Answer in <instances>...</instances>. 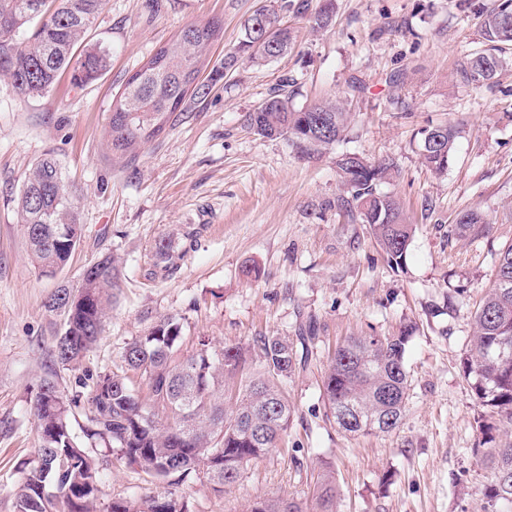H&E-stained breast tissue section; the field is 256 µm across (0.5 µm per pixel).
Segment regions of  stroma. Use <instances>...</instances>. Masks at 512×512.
I'll list each match as a JSON object with an SVG mask.
<instances>
[{
    "label": "stroma",
    "instance_id": "stroma-1",
    "mask_svg": "<svg viewBox=\"0 0 512 512\" xmlns=\"http://www.w3.org/2000/svg\"><path fill=\"white\" fill-rule=\"evenodd\" d=\"M270 0H104L86 41L106 50L98 78L62 76L26 98L0 80V512H14L21 469L40 445L29 397L49 367L59 324L44 306L58 286H78L84 267L113 254L121 289L96 345L59 373L64 389L113 368L123 346L165 316L184 320L182 354L198 337L212 347L294 335L314 318L318 340L307 369L284 390L295 407L277 448L244 468L230 491L190 480L177 489L190 512H245L257 498L311 497L319 461L331 462L338 512H481L485 471L473 450L483 414L462 372L474 311L492 283L498 253L512 244V49L494 82H464L457 69L480 49L478 14L489 0H336L329 27L290 14L293 48L268 64L241 60L205 98L188 99L174 124L114 158L107 145L112 102L130 74L182 28L211 18L224 31L208 59L220 65L243 21ZM403 74L402 83L390 82ZM297 105L343 99L353 113L344 141L307 158L286 140L256 134L246 116L282 81ZM459 131L447 170L419 154L418 132ZM388 159L386 190L414 224L407 263L388 266L368 225L337 206L336 155ZM53 154L78 196L84 234L56 275L35 268L16 198L31 164ZM476 210L491 233L452 240L458 214ZM168 241L172 257L154 248ZM256 267L257 276L245 270ZM457 288L452 309L438 312ZM417 330L405 353L410 396L399 428L350 436L328 420L321 397L328 355L348 336ZM98 512L112 500L158 491L138 468L104 471Z\"/></svg>",
    "mask_w": 512,
    "mask_h": 512
}]
</instances>
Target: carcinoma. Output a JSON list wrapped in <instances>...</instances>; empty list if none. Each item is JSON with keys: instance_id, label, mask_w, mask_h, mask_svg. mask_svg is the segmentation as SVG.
Returning a JSON list of instances; mask_svg holds the SVG:
<instances>
[{"instance_id": "carcinoma-1", "label": "carcinoma", "mask_w": 512, "mask_h": 512, "mask_svg": "<svg viewBox=\"0 0 512 512\" xmlns=\"http://www.w3.org/2000/svg\"><path fill=\"white\" fill-rule=\"evenodd\" d=\"M104 0H0V80L24 97H40L59 77L84 85L106 67L100 48L84 45L85 34ZM303 0H276L241 25L234 51L212 67L210 82L199 81L206 51L222 31L212 20L183 28L126 81L113 100L105 135L112 154L130 158L137 145L160 135L184 111L187 98H204L211 83L232 70L242 54L269 63L288 52L295 35L284 16L308 10ZM48 15L33 33L35 19ZM335 0H319L314 23L329 26ZM512 0H494L481 14L479 36L486 48L465 57L464 81L485 85L506 65L512 47ZM285 81L249 114L251 129L284 138L310 157L340 141L350 122L342 101L306 107L294 104ZM423 164L444 172L453 157L457 128L439 125L420 132ZM347 197L340 206L360 219L392 268L405 266L415 227L405 222L399 201L379 191L395 172L390 161H370L354 152L336 156ZM33 262L46 275L68 263L83 234L77 197L60 162L46 153L29 169L17 201ZM490 231L482 214L461 213L448 236L466 239ZM117 261L104 255L84 269L77 288L62 286L46 302L48 311L67 310L49 350L51 368L30 391L40 447L23 472L15 512H97L104 467L121 461L165 484L152 495L119 498L109 512H189L175 487L196 477L219 493L231 488L244 467L262 460L284 435L294 409L281 385L305 362L297 347L316 339L314 322L297 336H258L249 347L216 350L199 338L184 356V324L164 316L123 347L121 365L87 374L80 390L61 389L57 370L73 369L97 342L112 290L119 287ZM412 329L392 336H353L338 344L322 379L326 417L348 435L389 433L401 424L409 399L404 357ZM465 378L479 406L487 409L476 449L486 482L482 512H512V441L496 443L497 424L512 425V244L498 254L495 280L474 313V333L462 360ZM82 436H77L74 427ZM101 445L82 446L81 439ZM339 487L333 466L320 465L308 502L258 498L247 512H337Z\"/></svg>"}]
</instances>
